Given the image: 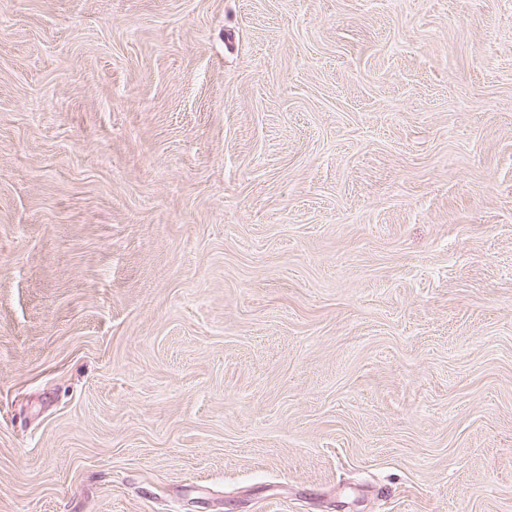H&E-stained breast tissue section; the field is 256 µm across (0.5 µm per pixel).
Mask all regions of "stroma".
I'll use <instances>...</instances> for the list:
<instances>
[{"instance_id": "stroma-1", "label": "stroma", "mask_w": 512, "mask_h": 512, "mask_svg": "<svg viewBox=\"0 0 512 512\" xmlns=\"http://www.w3.org/2000/svg\"><path fill=\"white\" fill-rule=\"evenodd\" d=\"M0 512H512V0H0Z\"/></svg>"}]
</instances>
